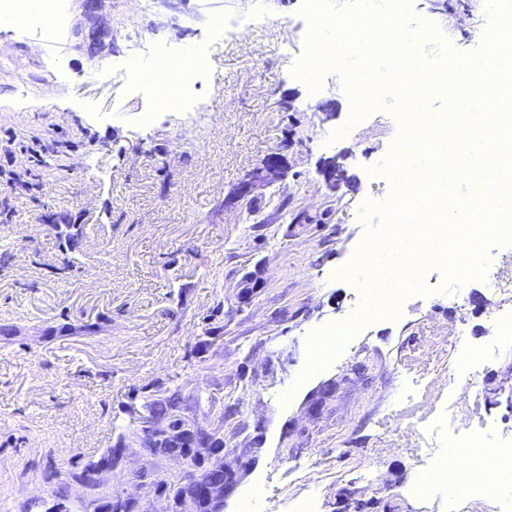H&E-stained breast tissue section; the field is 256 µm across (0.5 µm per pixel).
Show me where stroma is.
Listing matches in <instances>:
<instances>
[{
	"instance_id": "1",
	"label": "stroma",
	"mask_w": 512,
	"mask_h": 512,
	"mask_svg": "<svg viewBox=\"0 0 512 512\" xmlns=\"http://www.w3.org/2000/svg\"><path fill=\"white\" fill-rule=\"evenodd\" d=\"M304 0H62L51 37L21 38L0 19V512H44L85 498L56 472H80L176 389L199 394L201 426L224 419L236 481L223 512H286L318 486L317 512H503L500 498L411 494L422 460L446 456L448 429L491 421L512 438V347L456 379V355L512 315V244H496L506 293L469 279L449 300L444 277L367 321L329 364L305 375L311 334L362 308L342 270L357 262L391 196L380 165L397 138L391 105L351 125L339 73L310 91L295 72L305 48ZM420 22L460 54L490 26L486 0H410ZM150 52L209 59L194 90L200 113L163 112L132 89L127 34ZM152 121H145L146 110ZM288 175L251 196L229 193L268 154ZM352 180L326 193L321 163ZM81 232L66 243V227ZM259 272L250 302L237 284ZM97 333L80 332L82 324ZM217 342L206 347L208 335ZM121 451L118 486L144 512H167L186 466L158 463L173 488L140 476Z\"/></svg>"
}]
</instances>
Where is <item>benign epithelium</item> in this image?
Listing matches in <instances>:
<instances>
[{"instance_id": "obj_1", "label": "benign epithelium", "mask_w": 512, "mask_h": 512, "mask_svg": "<svg viewBox=\"0 0 512 512\" xmlns=\"http://www.w3.org/2000/svg\"><path fill=\"white\" fill-rule=\"evenodd\" d=\"M319 173L323 177L327 191L334 193L340 186L348 182L347 171L334 160L322 164ZM288 174V167L278 153H272L264 158L247 175L236 188L231 191L235 197H245L255 190L269 186L278 180H283ZM262 286L261 277L255 272L245 274L238 284L239 299L247 301L258 288ZM184 430L179 435L177 448H156L154 439L167 435L169 425L157 418H139V424L146 428L151 442L139 443L140 455L150 464L141 473L144 479L159 477L155 462L167 457L183 460L190 467V483L198 494L208 499L215 512H221L224 507V487L205 477L212 470H224V453L214 447L212 439L219 421H214L212 428L204 429L197 423V410L188 409L183 412Z\"/></svg>"}]
</instances>
